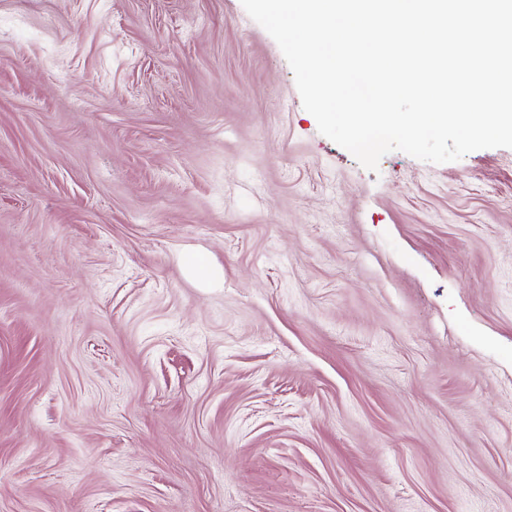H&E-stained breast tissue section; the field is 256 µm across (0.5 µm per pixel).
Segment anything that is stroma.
<instances>
[{
  "instance_id": "35a3bbf8",
  "label": "stroma",
  "mask_w": 512,
  "mask_h": 512,
  "mask_svg": "<svg viewBox=\"0 0 512 512\" xmlns=\"http://www.w3.org/2000/svg\"><path fill=\"white\" fill-rule=\"evenodd\" d=\"M0 512H512V148L363 167L241 0H0Z\"/></svg>"
}]
</instances>
